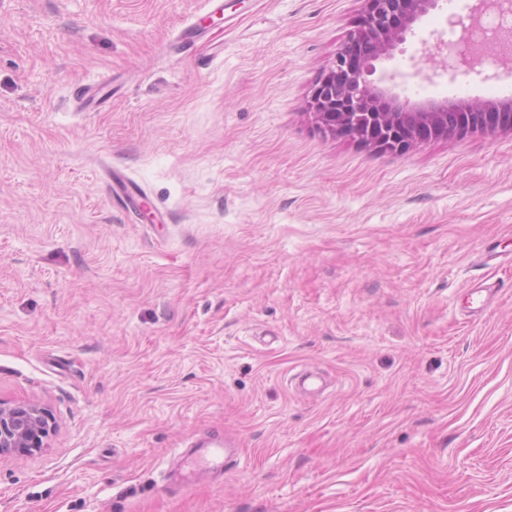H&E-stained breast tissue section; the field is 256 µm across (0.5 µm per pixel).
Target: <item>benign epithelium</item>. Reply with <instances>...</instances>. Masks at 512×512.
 <instances>
[{
  "instance_id": "1",
  "label": "benign epithelium",
  "mask_w": 512,
  "mask_h": 512,
  "mask_svg": "<svg viewBox=\"0 0 512 512\" xmlns=\"http://www.w3.org/2000/svg\"><path fill=\"white\" fill-rule=\"evenodd\" d=\"M365 13L336 57L316 83L311 109L318 125L338 136L392 152H404L428 141L464 132L512 133V98L478 101L400 100L368 80L374 62L391 55L407 32L438 0H364ZM494 8L512 15V0H479L470 19L452 21L461 27L460 43L471 40L474 20ZM450 79L473 70L464 54L448 55L440 64ZM55 421L37 403L0 401V456L34 455L47 447Z\"/></svg>"
}]
</instances>
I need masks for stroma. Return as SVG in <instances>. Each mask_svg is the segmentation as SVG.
<instances>
[{
  "label": "stroma",
  "mask_w": 512,
  "mask_h": 512,
  "mask_svg": "<svg viewBox=\"0 0 512 512\" xmlns=\"http://www.w3.org/2000/svg\"><path fill=\"white\" fill-rule=\"evenodd\" d=\"M476 2L372 82L502 98L504 58L421 61ZM223 4L0 0V401L56 419L0 457V512H512V134L325 131L364 0ZM224 435L222 475L174 482Z\"/></svg>",
  "instance_id": "obj_1"
}]
</instances>
